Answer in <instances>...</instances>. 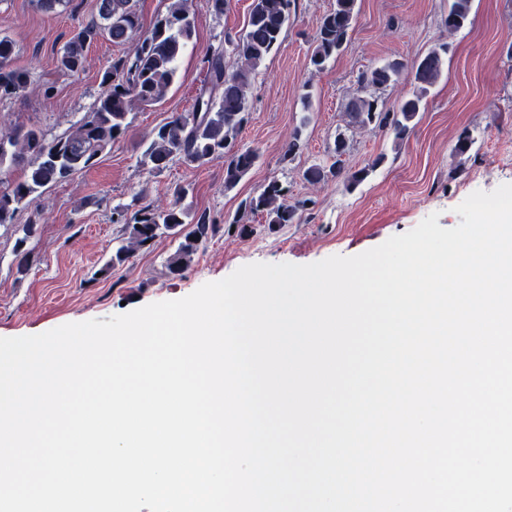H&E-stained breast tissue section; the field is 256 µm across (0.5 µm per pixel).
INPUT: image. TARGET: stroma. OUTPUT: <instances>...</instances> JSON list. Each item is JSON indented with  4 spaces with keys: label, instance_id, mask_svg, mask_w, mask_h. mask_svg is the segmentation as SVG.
Instances as JSON below:
<instances>
[{
    "label": "stroma",
    "instance_id": "1",
    "mask_svg": "<svg viewBox=\"0 0 512 512\" xmlns=\"http://www.w3.org/2000/svg\"><path fill=\"white\" fill-rule=\"evenodd\" d=\"M335 0H293L288 26L249 89L248 121L236 144L258 152L251 171L232 190L224 188V162L174 161L149 175L140 159L152 130L177 113L191 111L206 74V54L244 33L251 0H229L224 14L196 6L195 33L179 61L176 79L160 103L133 107L128 131L89 169L46 189L38 205L20 209L0 227V337L36 335L64 324L108 320L144 305L185 297L207 282L255 263H314L333 255L354 256L406 233L430 214L441 227L458 225L457 206L471 193L512 184V0H472L469 24L448 30L449 0H357L356 17L343 51L323 70L310 56L317 24ZM96 0H66L54 11L35 0H0V37L15 42L14 64L32 81L17 97L0 101V118L37 125L47 137L62 135L81 120L102 90L114 57L128 53L105 36L85 48L83 70H61L58 59L80 28L96 20ZM447 45L444 66L404 139L392 129L346 128L345 108L362 73L392 61L414 68L432 49ZM351 148L346 174L368 168L355 187L344 178L311 184L303 171L325 161L338 130ZM472 145L457 154L461 139ZM300 148L286 158L290 141ZM279 182L287 202L304 201L299 221L269 228L244 204L269 182ZM184 198H177L178 189ZM166 207L182 202L207 212L216 232L192 257L183 275L166 268L172 239H158L113 269L99 270L124 236L114 208L134 195ZM242 218L244 230L232 228ZM38 230L16 252L15 226Z\"/></svg>",
    "mask_w": 512,
    "mask_h": 512
}]
</instances>
